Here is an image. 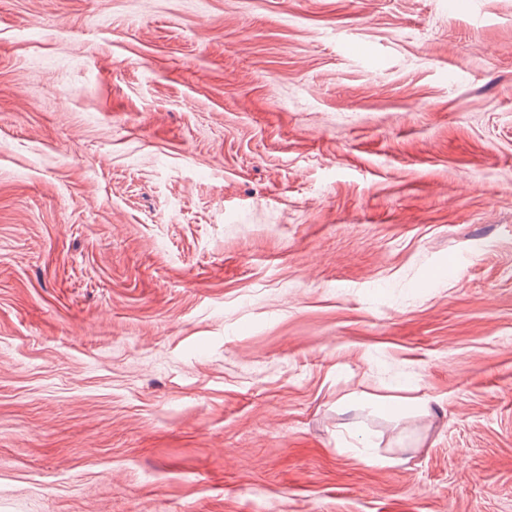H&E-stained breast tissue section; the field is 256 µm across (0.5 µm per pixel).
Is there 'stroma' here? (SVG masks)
Segmentation results:
<instances>
[{
  "label": "stroma",
  "mask_w": 512,
  "mask_h": 512,
  "mask_svg": "<svg viewBox=\"0 0 512 512\" xmlns=\"http://www.w3.org/2000/svg\"><path fill=\"white\" fill-rule=\"evenodd\" d=\"M0 512H512V0H0Z\"/></svg>",
  "instance_id": "stroma-1"
}]
</instances>
